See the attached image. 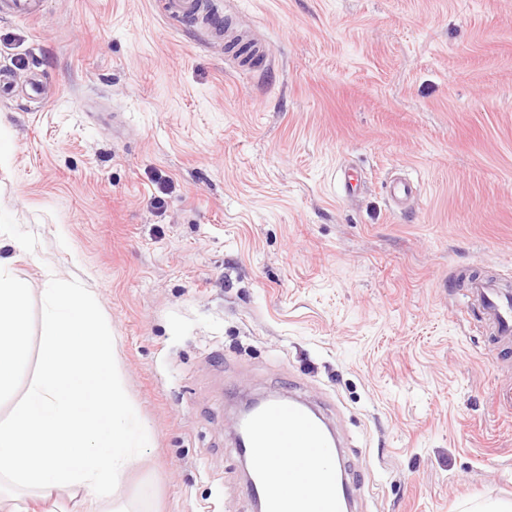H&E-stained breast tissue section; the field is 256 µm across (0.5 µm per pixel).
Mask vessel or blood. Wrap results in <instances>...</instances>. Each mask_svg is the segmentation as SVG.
Returning <instances> with one entry per match:
<instances>
[{"label": "vessel or blood", "instance_id": "1", "mask_svg": "<svg viewBox=\"0 0 512 512\" xmlns=\"http://www.w3.org/2000/svg\"><path fill=\"white\" fill-rule=\"evenodd\" d=\"M45 0H0V13L33 21L44 10ZM469 298L477 303L481 319L491 328L496 342L512 345V290L496 281L469 275ZM326 417L305 401L278 396L264 399L243 425L238 454L252 465L249 495L260 501L264 512H349L353 493L341 443L330 435ZM329 463V483L318 486L310 461ZM296 486L293 493L281 489L283 479Z\"/></svg>", "mask_w": 512, "mask_h": 512}]
</instances>
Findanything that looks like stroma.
Listing matches in <instances>:
<instances>
[{"label": "stroma", "mask_w": 512, "mask_h": 512, "mask_svg": "<svg viewBox=\"0 0 512 512\" xmlns=\"http://www.w3.org/2000/svg\"><path fill=\"white\" fill-rule=\"evenodd\" d=\"M0 75L30 349L0 422L52 276L149 430L128 512H253L233 404L269 392L330 403L355 512L512 503V349L464 308L466 274L512 284V0H46L0 15ZM395 174L421 184L402 212ZM45 0H2L0 13L25 20H37L44 10Z\"/></svg>", "instance_id": "obj_1"}]
</instances>
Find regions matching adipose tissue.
Masks as SVG:
<instances>
[{
	"label": "adipose tissue",
	"mask_w": 512,
	"mask_h": 512,
	"mask_svg": "<svg viewBox=\"0 0 512 512\" xmlns=\"http://www.w3.org/2000/svg\"><path fill=\"white\" fill-rule=\"evenodd\" d=\"M27 288L0 269V398L25 362ZM40 368L8 424H0V500L25 498L27 512H50L58 492L76 512H105L133 451L148 434L122 400L112 341L78 286L46 290Z\"/></svg>",
	"instance_id": "obj_1"
}]
</instances>
